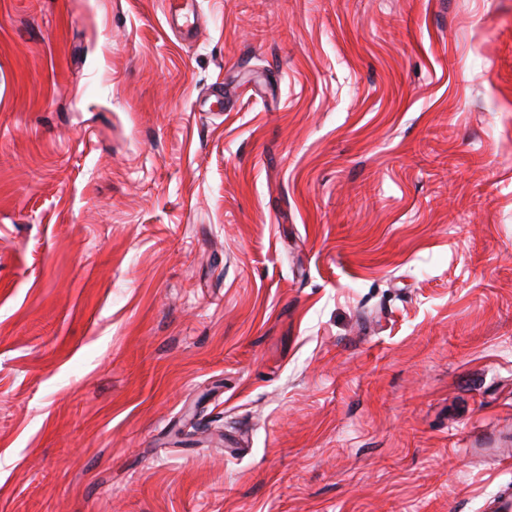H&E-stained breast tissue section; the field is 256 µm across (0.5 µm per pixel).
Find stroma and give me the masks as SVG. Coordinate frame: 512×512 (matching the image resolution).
<instances>
[{"label": "stroma", "instance_id": "stroma-1", "mask_svg": "<svg viewBox=\"0 0 512 512\" xmlns=\"http://www.w3.org/2000/svg\"><path fill=\"white\" fill-rule=\"evenodd\" d=\"M509 446L512 0H0V512H484Z\"/></svg>", "mask_w": 512, "mask_h": 512}]
</instances>
